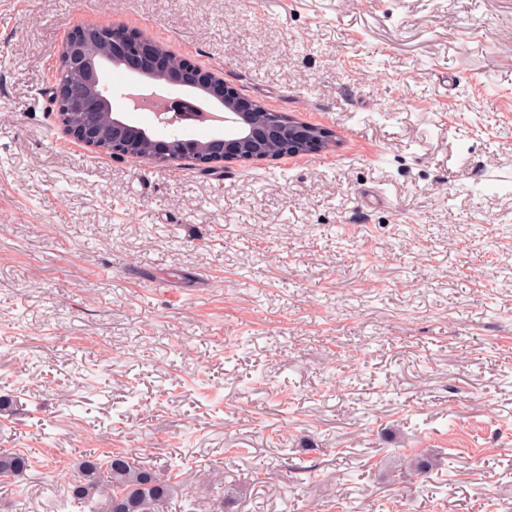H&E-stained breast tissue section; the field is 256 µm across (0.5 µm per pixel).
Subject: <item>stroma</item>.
Segmentation results:
<instances>
[{
	"mask_svg": "<svg viewBox=\"0 0 512 512\" xmlns=\"http://www.w3.org/2000/svg\"><path fill=\"white\" fill-rule=\"evenodd\" d=\"M85 22L340 140L78 147L49 89ZM0 400V512H90L116 452L166 512H512V0H0ZM28 458L19 453H0V477L18 478L25 474L29 467Z\"/></svg>",
	"mask_w": 512,
	"mask_h": 512,
	"instance_id": "obj_1",
	"label": "stroma"
}]
</instances>
